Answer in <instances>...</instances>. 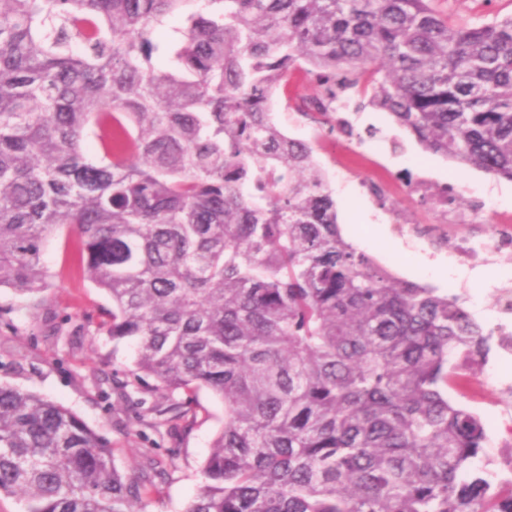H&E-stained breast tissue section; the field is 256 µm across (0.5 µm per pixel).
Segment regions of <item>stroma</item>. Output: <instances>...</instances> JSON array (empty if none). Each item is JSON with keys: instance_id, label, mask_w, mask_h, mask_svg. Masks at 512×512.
Wrapping results in <instances>:
<instances>
[{"instance_id": "obj_1", "label": "stroma", "mask_w": 512, "mask_h": 512, "mask_svg": "<svg viewBox=\"0 0 512 512\" xmlns=\"http://www.w3.org/2000/svg\"><path fill=\"white\" fill-rule=\"evenodd\" d=\"M434 6L457 24L512 14V0H434ZM314 92L309 76L299 70L291 75L287 90L275 93L273 117L278 125L288 126L289 136L308 139L304 119L292 110L297 96ZM356 126L369 144L385 154L400 184H407L421 160L440 182L453 183L466 201L499 200L512 194V182L425 152L387 112L366 108L359 112ZM394 138L404 145L396 153L390 150ZM372 176L356 157L351 171L330 181L343 237L381 259L383 267L399 278L461 295L470 312L493 311L494 298L478 273L443 279L435 271V259L408 250L403 238L391 232L389 218L361 189ZM43 261L55 280L54 288L44 293L45 319L33 321L15 293L0 288V383L71 409L108 442L117 468L130 478H137L149 461L159 462L155 487L144 496L146 512H185L203 481L201 469L211 441L224 424L223 403L203 390L195 413L181 418L169 414L170 403L183 401L184 396L165 397L155 392L153 378H132L134 343L116 345L107 336L83 328L85 315H98L112 302L80 268L75 236L61 232L51 238Z\"/></svg>"}]
</instances>
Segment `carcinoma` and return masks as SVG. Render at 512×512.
<instances>
[{
	"mask_svg": "<svg viewBox=\"0 0 512 512\" xmlns=\"http://www.w3.org/2000/svg\"><path fill=\"white\" fill-rule=\"evenodd\" d=\"M431 2L0 0V288L38 316L46 239L74 234L112 302L80 328L135 342L157 391L224 403L186 512H512L459 400L491 335L342 237L313 145L270 110L303 69L295 109L328 132L353 90L512 181V15ZM157 468L127 479L73 411L0 384V496L22 512H145ZM433 5L457 24H479L512 14V0H434Z\"/></svg>",
	"mask_w": 512,
	"mask_h": 512,
	"instance_id": "1",
	"label": "carcinoma"
}]
</instances>
